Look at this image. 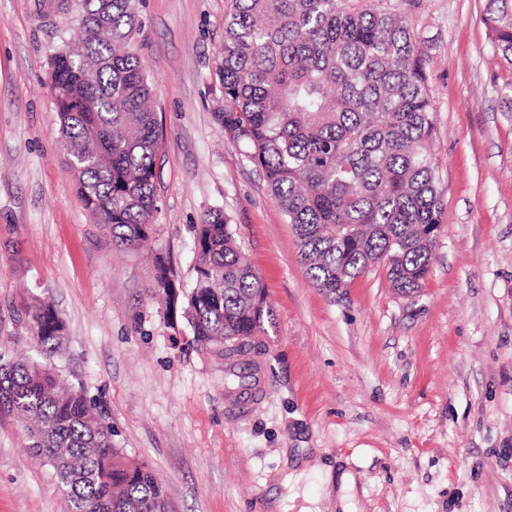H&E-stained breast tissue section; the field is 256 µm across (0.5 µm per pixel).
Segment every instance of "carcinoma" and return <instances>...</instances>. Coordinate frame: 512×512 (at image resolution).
Masks as SVG:
<instances>
[{
  "mask_svg": "<svg viewBox=\"0 0 512 512\" xmlns=\"http://www.w3.org/2000/svg\"><path fill=\"white\" fill-rule=\"evenodd\" d=\"M219 73L224 134L245 148L296 233L314 285L334 300L381 267L412 298L429 274L442 226L429 150L434 105L420 48L400 15L344 0H230ZM142 0H59L80 37L51 61L61 144L78 196L120 249L152 237L160 132L137 51ZM482 23L512 66V0H486ZM195 279L184 292L193 343L258 335L272 321L265 285L224 214L193 227ZM157 294L176 313L181 286L156 265ZM30 316L54 351L65 326L54 307ZM0 416L22 425L29 454L50 466L69 512H161V482L123 461L112 424L48 368L0 358Z\"/></svg>",
  "mask_w": 512,
  "mask_h": 512,
  "instance_id": "cac0c4a2",
  "label": "carcinoma"
}]
</instances>
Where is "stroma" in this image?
Wrapping results in <instances>:
<instances>
[{"instance_id": "stroma-1", "label": "stroma", "mask_w": 512, "mask_h": 512, "mask_svg": "<svg viewBox=\"0 0 512 512\" xmlns=\"http://www.w3.org/2000/svg\"><path fill=\"white\" fill-rule=\"evenodd\" d=\"M56 0H0V356L51 367L109 418L124 458L161 480L169 512H512V67L485 0H368L403 16L435 107L443 226L416 297L383 269L328 299L262 172L213 113L227 0H143L138 51L161 131L160 210L122 250L77 196L49 86L72 38ZM220 210L274 311L250 339V386L196 347L155 293V261L195 278L194 225ZM53 304L44 354L29 310ZM0 418V512H68L49 466Z\"/></svg>"}]
</instances>
